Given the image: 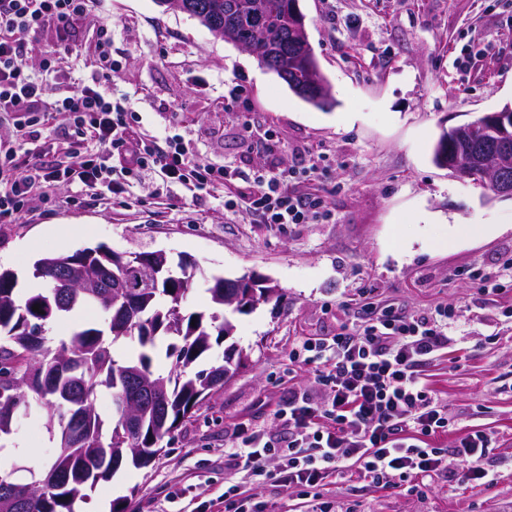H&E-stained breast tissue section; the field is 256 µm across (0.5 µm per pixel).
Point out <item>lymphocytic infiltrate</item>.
<instances>
[{"label": "lymphocytic infiltrate", "mask_w": 512, "mask_h": 512, "mask_svg": "<svg viewBox=\"0 0 512 512\" xmlns=\"http://www.w3.org/2000/svg\"><path fill=\"white\" fill-rule=\"evenodd\" d=\"M91 2L0 0V112L20 115L26 126H35L49 84L72 80L78 87L54 102L71 129L67 164L56 163L53 145L45 143L37 152L39 166L19 170L18 139H0V174L12 180L10 192L0 195L1 224L13 223L42 189L60 180L83 191L104 189L120 196L133 183L156 175L170 184L221 190L225 209L244 207L264 224H304L319 216L322 201L290 187L301 175L298 169L258 175L244 190L236 170L197 159L180 135L136 131L127 97L108 95L99 81L119 68L110 25L98 30L96 73L72 79L50 66L33 72L28 58L35 48L28 34L51 29L64 36ZM452 322L453 309L446 304L409 317L385 308L341 325L335 335L304 339L288 359L311 367L325 402L308 392H289L287 407L274 413L279 434L239 424L229 457L255 481L273 479L298 488L313 512H325L322 492L349 463L372 484L415 493L427 478L440 474L450 454L466 461L475 479H485L486 434L475 430L455 448H444L440 439L452 419L424 377L425 366L447 348ZM274 457L281 464L273 472L267 465Z\"/></svg>", "instance_id": "f902f5d3"}]
</instances>
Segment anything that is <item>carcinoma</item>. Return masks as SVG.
<instances>
[{
  "label": "carcinoma",
  "instance_id": "carcinoma-1",
  "mask_svg": "<svg viewBox=\"0 0 512 512\" xmlns=\"http://www.w3.org/2000/svg\"><path fill=\"white\" fill-rule=\"evenodd\" d=\"M188 2L189 16L202 26L227 27L240 40L252 38L253 29L262 26L263 44L274 57L269 61L260 53L258 62L292 91L306 81L314 52L290 41L298 0ZM143 266L137 257L120 265L112 262V249L104 244L44 257L34 263L33 276L45 288L24 297L16 291L15 273L0 270V441L9 438L18 411L33 399L39 402L46 428L52 433L60 429L55 459L46 472L22 483L14 471L0 470V489L15 487L24 498L20 508L11 496L0 493V512H73L76 501L121 467L149 466L164 452L165 438L224 384V370L233 366L230 355L208 369H196V362L213 344L234 336L236 326L225 310L255 309L252 304L227 302V293L246 275L211 276L208 311L186 313L182 302L195 286L196 267L188 264L184 273L169 261L158 270L157 283L142 288ZM63 272L74 274L78 286L67 289L59 300L53 293V276ZM85 306L99 309L107 322L75 328L57 343L46 336L48 323ZM133 336L140 345L137 357L115 359L114 343ZM158 336L172 339L166 350L172 362L166 372L153 366ZM134 371L159 385L165 402L162 416H155L144 401L132 400L128 379ZM102 389L111 392L117 409L125 401L136 405L135 426L118 416L110 429H104L95 405Z\"/></svg>",
  "mask_w": 512,
  "mask_h": 512
}]
</instances>
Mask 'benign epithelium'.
I'll return each instance as SVG.
<instances>
[{
  "label": "benign epithelium",
  "instance_id": "benign-epithelium-1",
  "mask_svg": "<svg viewBox=\"0 0 512 512\" xmlns=\"http://www.w3.org/2000/svg\"><path fill=\"white\" fill-rule=\"evenodd\" d=\"M481 125L493 138L492 151L475 154L462 151L460 144L467 138L469 126H452L441 132L440 164L462 179H473L477 182L480 177L492 173L494 178L488 188L489 198L512 200V177L499 170L500 158L512 152V104L484 114Z\"/></svg>",
  "mask_w": 512,
  "mask_h": 512
}]
</instances>
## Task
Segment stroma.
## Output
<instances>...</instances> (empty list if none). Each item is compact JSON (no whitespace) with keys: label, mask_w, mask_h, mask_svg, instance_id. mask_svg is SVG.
Here are the masks:
<instances>
[{"label":"stroma","mask_w":512,"mask_h":512,"mask_svg":"<svg viewBox=\"0 0 512 512\" xmlns=\"http://www.w3.org/2000/svg\"><path fill=\"white\" fill-rule=\"evenodd\" d=\"M309 42L334 100L318 109L294 95L257 59L156 0H94L67 42L39 35L57 68L94 71L97 30L112 26V55L123 67L105 88L129 93L133 125L148 134H181L205 162L231 165L253 181L261 171L317 172L296 191L323 199L329 216L308 224H263L224 209L221 192L173 185L137 186L127 200L51 187L48 200L0 223V267L17 290L40 289L34 262L105 244L117 252L165 251L198 266L184 306L204 311V280L245 273L271 279L280 299L233 314L243 351L234 376L174 432L149 467H126L100 482L74 512H219L225 479L251 490L275 512H306L295 489L252 484L229 464L236 426L275 422L261 401L287 406L289 389H314L312 374L291 371L302 339L335 335L368 302L420 315L455 308L457 329L427 367L430 386L455 421L448 444L480 429L489 438L484 466L494 480L473 481L449 457L446 475L423 493L381 488L342 473L324 494L331 512H512V201L488 200L481 186L433 162L442 129L474 121L512 102V0H298ZM242 84L237 111L224 108V85ZM252 121L243 135L242 120ZM275 143L267 151L266 143ZM506 282L485 293L484 278ZM57 438L39 411L20 419L0 468L47 470Z\"/></svg>","instance_id":"35a3bbf8"}]
</instances>
